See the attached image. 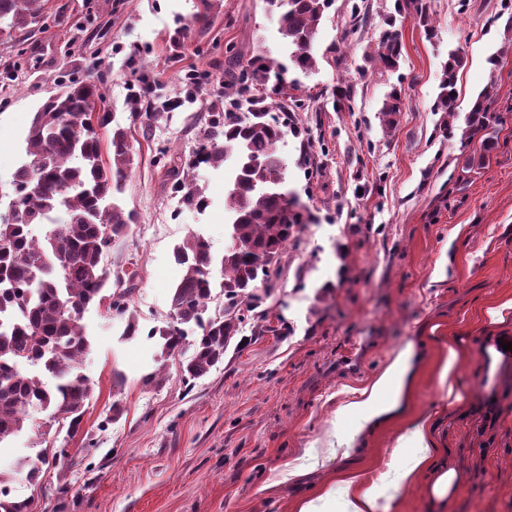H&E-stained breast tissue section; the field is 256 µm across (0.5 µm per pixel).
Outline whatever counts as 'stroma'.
<instances>
[{
  "label": "stroma",
  "instance_id": "1",
  "mask_svg": "<svg viewBox=\"0 0 512 512\" xmlns=\"http://www.w3.org/2000/svg\"><path fill=\"white\" fill-rule=\"evenodd\" d=\"M47 0L37 25L0 44V184L19 164L23 139L60 73L97 67L109 111L128 119L134 84L152 97L179 99L151 138L135 141L136 162L122 195L138 221L106 259L111 270L135 271L132 308L140 332L102 307L85 311L91 351L80 373L93 387L81 432L68 454L47 448L56 427L34 410L23 434L0 450L16 499L35 512H295L337 470L387 472L412 454L396 445L405 423L377 431L349 456L338 439L354 430L337 409L406 343L438 327L464 336L459 375L462 403L436 382L446 346L429 348L410 394L412 415H433L440 447L461 477L444 512H512V359L491 360L487 337H512V312L491 322L487 311L512 300V41L499 21L505 0H428L434 37L413 19L397 18L399 68L365 60L374 51L394 0H364L370 18L345 26L350 4L335 0L315 40L313 73L289 71L299 135L278 151L287 184L308 214L259 284V310L246 313L224 360L191 384L180 356L166 378L153 371L150 330L170 319L171 292L181 277L176 244L196 233L215 254L228 245L223 170L196 174L209 200L204 212L181 208L168 171L187 162L224 95L228 46L286 61L276 16L262 0ZM203 22H195L197 14ZM195 25L182 47L179 21ZM467 63L458 82V118L496 80L493 106L505 123L483 169L463 171L480 140L462 146L441 133L433 111L441 64L449 50ZM356 85L353 109L337 112V86ZM404 90L393 127L379 113L392 86ZM267 312L271 331L259 314ZM120 417H113V406ZM41 459L38 484L16 468ZM301 475H289V468Z\"/></svg>",
  "mask_w": 512,
  "mask_h": 512
}]
</instances>
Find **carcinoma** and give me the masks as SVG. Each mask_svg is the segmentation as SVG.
<instances>
[{
	"mask_svg": "<svg viewBox=\"0 0 512 512\" xmlns=\"http://www.w3.org/2000/svg\"><path fill=\"white\" fill-rule=\"evenodd\" d=\"M334 0H263L266 12L279 14V31L291 49L289 64L229 48L224 61V103L210 113L193 159L170 170L171 189L182 207L203 211L208 200L195 178L202 166L219 169L232 162L224 193L230 216V247L217 257L210 242L191 234L173 249L182 277L173 288V321L155 326L158 338L156 370L144 377L152 384L163 376L162 367L174 354L189 353L181 365L183 379L205 377L224 359V352L244 318L240 306L258 305L256 281L270 276L271 267L303 223V213L287 188V164L278 143L287 125L271 112H299L302 99H279L288 69L315 70V38ZM42 0H0V44L9 43L19 30L38 22ZM394 9L407 14L433 34L427 0H395ZM402 43L394 31L385 32L368 56L386 69H396ZM466 64L462 52L451 51L442 66L433 110L456 115L457 84ZM272 84L269 100L252 94L256 85ZM61 97L46 99L35 112L25 139L24 154L13 173L9 213H0V448L22 432L28 411L40 407L60 418L66 435L81 428L93 388L79 373L90 351L84 312L112 300V314L125 320L123 335L139 331L130 310L133 274L112 272L105 258L112 244L136 223L134 211L124 207L120 194L135 161L131 127L139 125L149 137L161 113L148 108L150 91H135L130 99L131 125L103 108L93 117L88 103L105 99L93 76L62 84ZM354 85L336 89L335 109L352 111ZM494 84L487 85L472 103L461 129L460 143L476 136L490 143L501 123L489 102ZM402 89L394 87L380 108L383 121L394 124L402 111ZM109 137L101 145L100 131ZM107 156H102V153ZM125 287L110 290L111 282ZM227 299L222 313L207 315L215 288ZM36 369L22 374L20 365ZM50 376L47 385L41 375ZM30 499L0 497V512H32Z\"/></svg>",
	"mask_w": 512,
	"mask_h": 512,
	"instance_id": "cac0c4a2",
	"label": "carcinoma"
}]
</instances>
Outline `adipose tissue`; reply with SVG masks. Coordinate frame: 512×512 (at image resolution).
Segmentation results:
<instances>
[{"instance_id": "adipose-tissue-1", "label": "adipose tissue", "mask_w": 512, "mask_h": 512, "mask_svg": "<svg viewBox=\"0 0 512 512\" xmlns=\"http://www.w3.org/2000/svg\"><path fill=\"white\" fill-rule=\"evenodd\" d=\"M420 354L414 344L401 347L392 361L368 384L354 389L343 403L339 415L355 422V433L372 436L390 420L404 415L410 388L414 383ZM399 447L412 449L408 462L394 472V488L417 490L430 502L452 501L460 490L461 479L444 460L430 418L410 421L398 437ZM384 477L368 478L354 470L337 471L333 481L323 484L311 498L302 500L297 512H328L330 505L341 503L343 512H386L381 505Z\"/></svg>"}]
</instances>
